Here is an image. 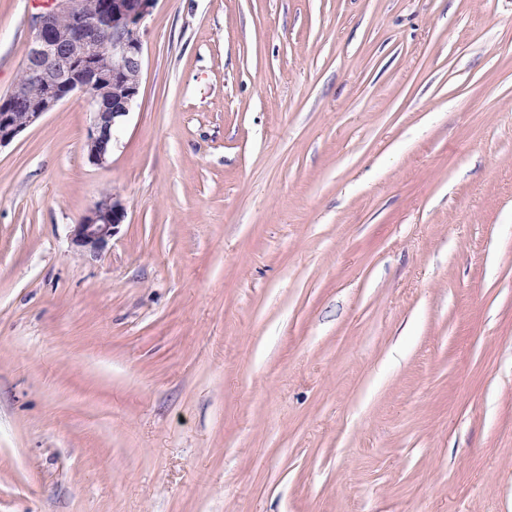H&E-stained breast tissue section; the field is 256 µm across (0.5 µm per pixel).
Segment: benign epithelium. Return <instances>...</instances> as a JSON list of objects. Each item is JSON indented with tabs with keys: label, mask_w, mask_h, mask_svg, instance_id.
<instances>
[{
	"label": "benign epithelium",
	"mask_w": 512,
	"mask_h": 512,
	"mask_svg": "<svg viewBox=\"0 0 512 512\" xmlns=\"http://www.w3.org/2000/svg\"><path fill=\"white\" fill-rule=\"evenodd\" d=\"M158 0H107L103 11L89 18L83 0H52L48 10L32 17V35L27 44L23 69L27 80L17 82L0 108V147L17 139L39 123L75 93L87 97L91 121L85 148L89 163L108 162L114 128L122 121L139 96L144 41L142 26ZM69 25L57 24L60 16ZM97 47V57L86 50ZM123 86L112 96V85ZM22 105L26 112L18 118L12 112ZM127 210L114 194L103 195L73 225L74 249L93 257L108 248L124 223Z\"/></svg>",
	"instance_id": "7a95c632"
}]
</instances>
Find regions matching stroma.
Returning a JSON list of instances; mask_svg holds the SVG:
<instances>
[{
	"label": "stroma",
	"instance_id": "obj_1",
	"mask_svg": "<svg viewBox=\"0 0 512 512\" xmlns=\"http://www.w3.org/2000/svg\"><path fill=\"white\" fill-rule=\"evenodd\" d=\"M89 123L0 148V512H512V0H158ZM126 216L122 200L113 193L104 194L73 225L71 240L74 249L82 255L101 256Z\"/></svg>",
	"mask_w": 512,
	"mask_h": 512
}]
</instances>
